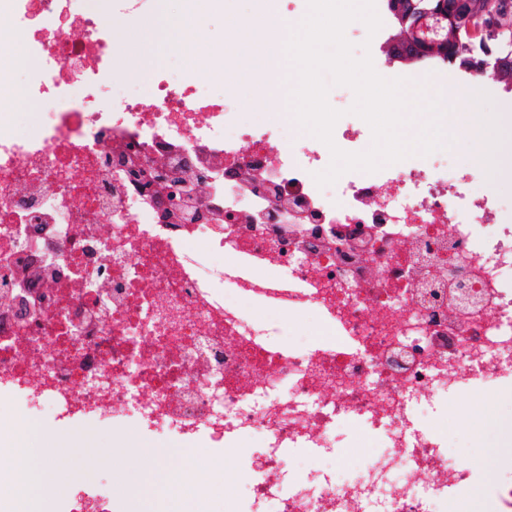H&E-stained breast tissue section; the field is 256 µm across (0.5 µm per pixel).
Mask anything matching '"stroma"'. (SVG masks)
<instances>
[{
    "instance_id": "35a3bbf8",
    "label": "stroma",
    "mask_w": 512,
    "mask_h": 512,
    "mask_svg": "<svg viewBox=\"0 0 512 512\" xmlns=\"http://www.w3.org/2000/svg\"><path fill=\"white\" fill-rule=\"evenodd\" d=\"M376 8L384 23L374 36H367L362 22H353L352 32L346 38L354 47L355 56L370 53L377 62L379 73L386 78L406 77L424 82L443 94L449 111H456L461 99L459 86L474 82L478 94L468 97L471 111L496 116L503 138L510 147L505 150L493 176H482L478 188L495 201L499 213L512 212V81L500 78L472 80L471 76L427 62L404 65L389 61L386 51L394 33L388 22L386 0H376ZM178 10L176 0H165L163 21L150 29L130 26L121 16L107 13L103 22L112 31V44L121 61L134 68L141 85H148L154 71L161 67L178 68L183 53L166 33L165 20ZM253 12L251 0H224V13L197 26L192 41L197 53L206 55L216 48H223L226 57H236V43L240 36L237 29L224 25L226 16L243 19ZM483 387L450 398L444 413L426 417L429 430L447 437L451 446L465 449L466 461L473 471L470 484L457 490L448 499L447 512H512L508 498L512 497V390L498 399L494 417L485 418L480 403ZM482 424L480 437H473L460 426L462 415ZM57 453L50 467V480L54 490L68 494L104 478L110 470H121L122 456L112 447L111 431L64 432L52 429L48 433ZM256 438L246 436L234 447L224 451V495L212 499L209 512H224V501L242 494L243 487L237 472L247 463L251 448L257 447ZM382 451L381 440L358 425L343 427L337 438L334 454L345 472H353ZM81 456L83 465L69 467L72 456Z\"/></svg>"
}]
</instances>
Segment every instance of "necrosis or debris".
Listing matches in <instances>:
<instances>
[{
	"label": "necrosis or debris",
	"mask_w": 512,
	"mask_h": 512,
	"mask_svg": "<svg viewBox=\"0 0 512 512\" xmlns=\"http://www.w3.org/2000/svg\"><path fill=\"white\" fill-rule=\"evenodd\" d=\"M94 2L0 0L14 22L0 82L15 87L0 93V399L23 415L0 434L41 438L50 419L120 443L131 427L174 441L189 468L251 434L248 512H447L471 473L419 413L479 383L490 408L512 384V224L485 232L479 171L407 158L317 186L329 147L238 112L257 76L217 51L141 90ZM23 103L39 115L21 137ZM116 154L214 179L147 196ZM243 299L284 319L318 311L316 338L281 343ZM348 423L383 434V452L285 489L290 449L333 448ZM45 455L0 466L14 489L0 512H125L108 484L35 492Z\"/></svg>",
	"instance_id": "obj_1"
}]
</instances>
